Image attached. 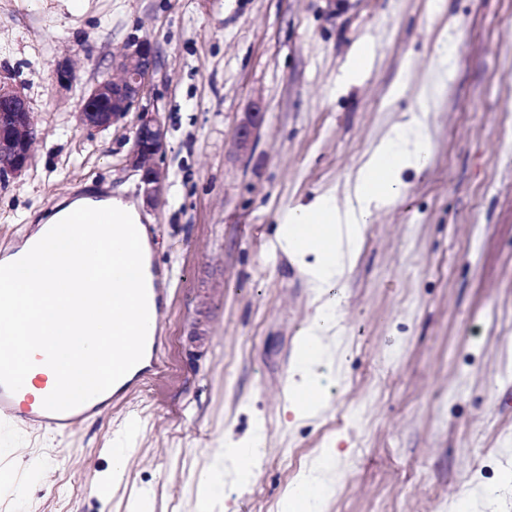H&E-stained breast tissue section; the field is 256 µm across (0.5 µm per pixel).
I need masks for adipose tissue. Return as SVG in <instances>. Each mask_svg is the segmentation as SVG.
Returning a JSON list of instances; mask_svg holds the SVG:
<instances>
[{
  "label": "adipose tissue",
  "instance_id": "adipose-tissue-1",
  "mask_svg": "<svg viewBox=\"0 0 512 512\" xmlns=\"http://www.w3.org/2000/svg\"><path fill=\"white\" fill-rule=\"evenodd\" d=\"M418 116L396 126L361 161L345 208L320 198L284 212L276 244L297 259L315 291L316 313L306 334L315 353L298 358L288 377V410L295 420L314 418L325 407L324 367L334 362L329 335L337 325L336 302L326 298L358 255L377 211L402 196L404 170L423 171L430 158L425 142L409 137ZM81 223H74V216ZM136 207L119 196H82L45 219L31 236L30 257L1 264L15 273L17 291L0 301V342L25 337L29 354L22 366L29 378H43L62 396L104 387L112 358L135 351L139 318L133 300L136 254L127 237L140 223ZM260 436L226 443L225 473L242 483L256 474Z\"/></svg>",
  "mask_w": 512,
  "mask_h": 512
}]
</instances>
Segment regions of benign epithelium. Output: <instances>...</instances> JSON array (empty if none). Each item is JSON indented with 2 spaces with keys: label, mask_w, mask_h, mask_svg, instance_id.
Here are the masks:
<instances>
[{
  "label": "benign epithelium",
  "mask_w": 512,
  "mask_h": 512,
  "mask_svg": "<svg viewBox=\"0 0 512 512\" xmlns=\"http://www.w3.org/2000/svg\"><path fill=\"white\" fill-rule=\"evenodd\" d=\"M157 67V52L147 39L127 45L112 58L115 76L96 82L77 112L80 125L90 130L107 129L125 122L139 103ZM263 121L256 106L236 127L234 139L240 150H248ZM36 139L35 121L29 101L16 84L0 77V181L21 177L28 169ZM166 151V127L155 112H144L135 126L133 144L126 163L139 176V189L151 207L162 203L157 160Z\"/></svg>",
  "instance_id": "benign-epithelium-1"
}]
</instances>
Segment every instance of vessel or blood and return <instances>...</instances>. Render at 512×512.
Instances as JSON below:
<instances>
[{
  "label": "vessel or blood",
  "mask_w": 512,
  "mask_h": 512,
  "mask_svg": "<svg viewBox=\"0 0 512 512\" xmlns=\"http://www.w3.org/2000/svg\"><path fill=\"white\" fill-rule=\"evenodd\" d=\"M143 261L150 279L147 287L140 289L135 304L146 320L157 324L169 303L168 276L156 263L154 253L145 254ZM161 343V335L145 336L135 353L115 356L111 391L96 389L63 400L51 389L37 400L27 395L16 347L0 346V429L24 426L53 435L69 434L92 413L122 402L143 378L158 374L162 368Z\"/></svg>",
  "instance_id": "vessel-or-blood-1"
}]
</instances>
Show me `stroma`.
I'll use <instances>...</instances> for the list:
<instances>
[{
    "mask_svg": "<svg viewBox=\"0 0 512 512\" xmlns=\"http://www.w3.org/2000/svg\"><path fill=\"white\" fill-rule=\"evenodd\" d=\"M139 39L158 67L136 111L83 128L85 92ZM362 46L370 69L340 85ZM0 75L38 128L28 170L0 183V249L90 183L137 203L170 288L165 368L141 392L65 436L0 435V512H197L198 473L258 425L260 468L244 487L223 478L225 512H282L290 455L307 471L332 447L326 512H512V0H0ZM257 104L245 154L234 130ZM143 111L166 127L156 208L126 165ZM409 113L428 168L403 172V197L329 288L327 406L293 421L288 375L315 304L275 246L279 215L344 203ZM114 448L129 451L117 482Z\"/></svg>",
    "mask_w": 512,
    "mask_h": 512,
    "instance_id": "stroma-1",
    "label": "stroma"
}]
</instances>
